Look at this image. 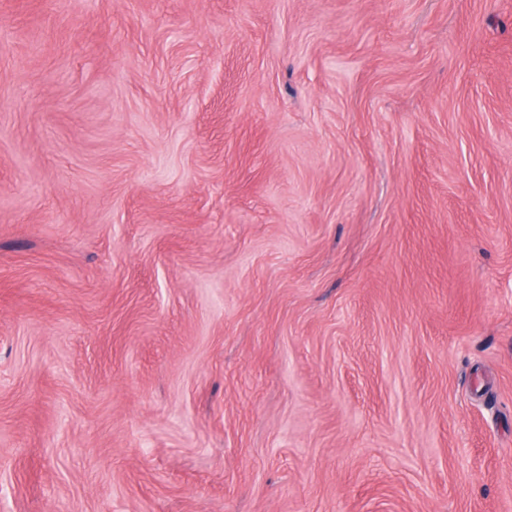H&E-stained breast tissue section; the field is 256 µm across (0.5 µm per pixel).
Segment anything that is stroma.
I'll return each mask as SVG.
<instances>
[{"mask_svg": "<svg viewBox=\"0 0 512 512\" xmlns=\"http://www.w3.org/2000/svg\"><path fill=\"white\" fill-rule=\"evenodd\" d=\"M0 512H512V0H0Z\"/></svg>", "mask_w": 512, "mask_h": 512, "instance_id": "1", "label": "stroma"}]
</instances>
